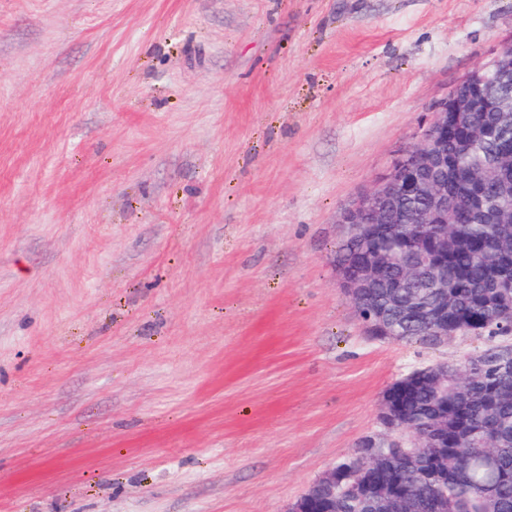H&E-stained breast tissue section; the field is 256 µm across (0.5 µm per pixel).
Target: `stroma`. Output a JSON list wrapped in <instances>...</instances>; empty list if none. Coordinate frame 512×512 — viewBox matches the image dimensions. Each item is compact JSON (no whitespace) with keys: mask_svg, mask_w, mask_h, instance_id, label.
Wrapping results in <instances>:
<instances>
[{"mask_svg":"<svg viewBox=\"0 0 512 512\" xmlns=\"http://www.w3.org/2000/svg\"><path fill=\"white\" fill-rule=\"evenodd\" d=\"M512 0H0V512H288L410 367L340 213ZM337 266L338 284L344 294H346L358 309L362 302L369 299L372 289L375 295L382 292V288H377L384 281V265L382 261L373 255L363 254L358 262V268L354 273H349L344 265ZM370 309L369 306L362 305L361 309Z\"/></svg>","mask_w":512,"mask_h":512,"instance_id":"1","label":"stroma"}]
</instances>
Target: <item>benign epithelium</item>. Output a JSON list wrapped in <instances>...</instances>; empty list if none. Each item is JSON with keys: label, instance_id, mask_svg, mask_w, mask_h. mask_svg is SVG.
Listing matches in <instances>:
<instances>
[{"label": "benign epithelium", "instance_id": "benign-epithelium-1", "mask_svg": "<svg viewBox=\"0 0 512 512\" xmlns=\"http://www.w3.org/2000/svg\"><path fill=\"white\" fill-rule=\"evenodd\" d=\"M504 112L512 116V45L499 48L492 60L473 71L459 83L449 95L432 109L429 122L417 133V143L400 154L389 170L381 176L372 189L362 195L345 211L339 223L352 227L350 240L360 243L367 238L373 224H446L448 223V201L461 197L459 212L475 214L481 209L484 188L472 174L455 165L448 154V138L461 129L468 137L460 138L456 152H465L471 140L483 133L479 120L481 112ZM423 198L427 206L411 214L405 208L406 200ZM416 260L409 263L405 279L392 281L391 288L405 287V280L425 269L432 285L441 289L443 302L435 308L418 311L417 318L425 326V333L436 347L459 336L448 332V267L439 262L435 254L420 249ZM338 284L357 307L367 301L372 289L384 281V265L373 255L365 254L358 268L350 273L345 266H337ZM429 374L437 380L448 379V363L438 362L405 374L393 381L382 392L379 420L387 431L383 437L366 436L354 449L351 456L357 464L338 462L320 478L311 483L292 504L289 512H307L312 490L319 488L331 492L354 493L362 482V476L376 458L378 449L388 448L393 456L408 459L419 450L438 452L444 447L445 434L442 429L418 433L396 412L392 392L415 375Z\"/></svg>", "mask_w": 512, "mask_h": 512}]
</instances>
